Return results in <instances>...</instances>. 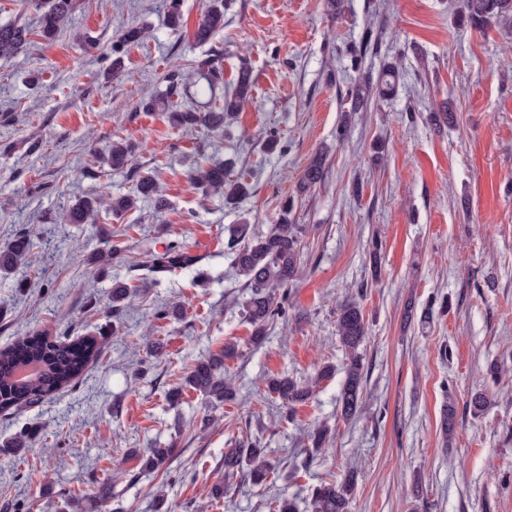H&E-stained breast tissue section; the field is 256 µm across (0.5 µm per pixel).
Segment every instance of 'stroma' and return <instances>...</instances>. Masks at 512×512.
<instances>
[{
  "label": "stroma",
  "mask_w": 512,
  "mask_h": 512,
  "mask_svg": "<svg viewBox=\"0 0 512 512\" xmlns=\"http://www.w3.org/2000/svg\"><path fill=\"white\" fill-rule=\"evenodd\" d=\"M210 2L179 0L171 26L170 0H80L53 43L0 59V247L33 232L26 264L0 275V349L36 332L104 342L72 385L0 414V512H274L283 495L311 512L314 487L352 467L351 512H512V34L463 23L465 0H344L338 20L324 0H224L223 30L201 45ZM132 25L147 38L122 43ZM369 32L377 46L353 69ZM203 59L227 89L241 64L252 69L253 98L231 125L183 131L143 109L168 75ZM390 63L394 96L352 111L351 78ZM118 137L134 151L113 170L101 155ZM323 145L326 178L293 210L306 264L254 343L228 245L241 226L269 231ZM211 157L249 195L228 205L193 188L191 171ZM147 172L165 209L62 223L68 205L129 193ZM108 240L121 257L89 264ZM171 243L194 265L156 276L131 267ZM118 281L132 291L116 316ZM349 298L369 330L363 404L346 420L336 311ZM230 342L234 397L186 387ZM326 364L335 373L318 379ZM284 373L315 380L312 397L288 405L269 393L268 378ZM477 392L490 401L479 416L466 407ZM321 425L331 442L315 454L308 436ZM254 439L271 464L260 486L224 472L225 452ZM15 440L17 453L6 447ZM152 448L173 459L141 472Z\"/></svg>",
  "instance_id": "stroma-1"
}]
</instances>
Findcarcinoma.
<instances>
[{"mask_svg": "<svg viewBox=\"0 0 512 512\" xmlns=\"http://www.w3.org/2000/svg\"><path fill=\"white\" fill-rule=\"evenodd\" d=\"M39 36L46 43L54 41L58 32L77 7V0H47ZM467 18L477 29L495 22L512 25V0H467ZM224 29V0H212L200 23L195 39L209 41ZM33 31L22 24L0 25V57L12 56L32 43ZM204 82L213 90L221 85L220 75L214 64L201 60L196 66L195 82ZM396 84L394 68L383 69L376 82L365 80L354 82L348 95L354 104H359L376 94H390ZM252 70L241 66L234 78L233 89L224 95L223 106L215 111L198 112L192 107L168 112V120L179 129L203 127L216 131L231 122L245 103L252 99ZM132 146L122 138L112 141L107 147V162L113 169H121L128 162ZM327 151L318 152L304 170L298 185L297 196H302L311 187L321 182ZM192 185L203 193L224 195V202L234 204L248 194V184L230 176L227 165L218 161L206 167H198L190 174ZM150 199L161 208L165 199L158 193L157 183L151 174L139 177L135 192L109 198L82 199L69 207L64 216L66 224H88L96 220L100 210L116 218L138 208V203ZM295 199L286 201L279 222L266 233H254L231 244L232 261L238 273L244 277V286L249 288V297L243 304V314L252 327L253 339L260 340L267 327L284 314L283 303L277 300V291L292 287L302 262L301 228L292 223L291 214ZM30 234L23 232L10 243L0 247V273L8 274L27 259L30 250ZM194 264L180 246L169 244L166 249L147 257L140 265L149 273L157 275L176 268ZM337 332L341 344L349 355L345 378L340 390L341 415L348 420L360 406L364 391V364L358 354L367 335V323L361 306L346 301L339 306L336 315ZM103 342L94 336L77 339L51 340L39 333L24 336L10 347L0 351V412L16 411L43 401L69 386L85 370L90 361L99 357ZM238 355L236 344L224 345V351L202 360L192 368L186 385L206 397L222 402L233 396L230 383L224 380V361ZM269 390L284 403L293 405L310 397V388L303 386L287 375L273 377L268 381ZM173 453L171 448H151L141 458L140 470L151 472L165 466ZM242 476L254 485L266 482L269 465L259 442L251 441L244 448H233L224 455V470ZM356 484L355 475L348 473L339 480L320 483L312 492V512H349L350 501Z\"/></svg>", "mask_w": 512, "mask_h": 512, "instance_id": "carcinoma-1", "label": "carcinoma"}]
</instances>
